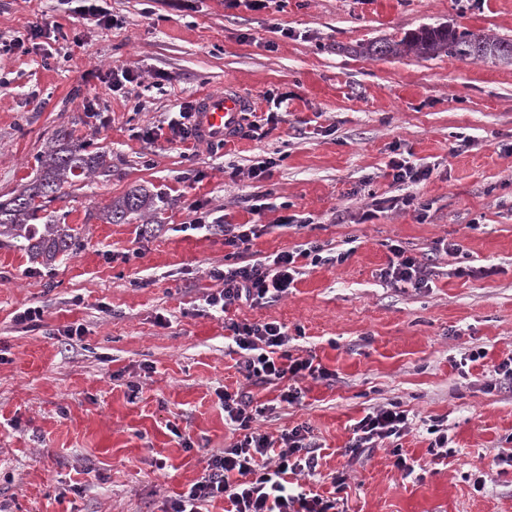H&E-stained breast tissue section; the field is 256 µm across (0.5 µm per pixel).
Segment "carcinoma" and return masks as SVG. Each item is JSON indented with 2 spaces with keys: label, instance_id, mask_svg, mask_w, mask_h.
Listing matches in <instances>:
<instances>
[{
  "label": "carcinoma",
  "instance_id": "1",
  "mask_svg": "<svg viewBox=\"0 0 512 512\" xmlns=\"http://www.w3.org/2000/svg\"><path fill=\"white\" fill-rule=\"evenodd\" d=\"M407 52L424 58L446 53L459 59L511 63L512 40L436 26L423 27L398 41H374L364 48L365 54L380 58ZM40 164L37 179L0 202V238L22 243L33 261L50 266L58 257L76 250L79 240L74 228L56 219L33 223L42 204L56 199L70 178L96 172L104 175L109 172V165L106 155L86 152L83 146L73 142L71 132L66 129L56 132ZM153 204V196L147 190L136 188L111 201L103 209L102 219L108 224H120L133 214L149 210Z\"/></svg>",
  "mask_w": 512,
  "mask_h": 512
}]
</instances>
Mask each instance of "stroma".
I'll return each instance as SVG.
<instances>
[{
    "label": "stroma",
    "mask_w": 512,
    "mask_h": 512,
    "mask_svg": "<svg viewBox=\"0 0 512 512\" xmlns=\"http://www.w3.org/2000/svg\"><path fill=\"white\" fill-rule=\"evenodd\" d=\"M97 4L113 26L86 22L70 0H0V44L24 41L0 51V200L36 176L63 128L111 166L45 207L76 229L75 253L44 267L0 244V512H163L237 440L224 393L276 396L245 381L223 320L203 310L225 250L223 235L180 232L198 204L219 224L263 225L246 253L254 261L313 240L349 254L340 265L303 260L280 301L228 312L284 324L289 350L333 374L259 422L274 437L310 428L320 468L300 484L325 495L331 474L344 475L345 512H512V385L491 374L512 357V65L356 51L438 25L512 40V0ZM43 17L54 36L31 38ZM122 66L138 80L116 92L109 73ZM227 87L257 112L279 111L278 123L186 152L140 138ZM274 93L289 102L274 106ZM396 148L432 170L412 189L425 222L377 206L402 194L387 175ZM268 158L269 176L253 177ZM138 186L158 196L156 210L104 223V207ZM250 198L268 210L251 213ZM286 211L309 226H278ZM442 239L460 253H434ZM397 243L432 255L431 287L380 279ZM135 248L140 257L124 260ZM30 306L42 322L15 324ZM73 324L83 335L65 336ZM478 348L484 359L470 361ZM391 403L409 414L405 435L345 456L353 424ZM432 418L453 448L441 465L428 452ZM396 445L411 476L394 465Z\"/></svg>",
    "instance_id": "1"
}]
</instances>
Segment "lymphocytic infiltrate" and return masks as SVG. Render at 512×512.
Here are the masks:
<instances>
[{
  "mask_svg": "<svg viewBox=\"0 0 512 512\" xmlns=\"http://www.w3.org/2000/svg\"><path fill=\"white\" fill-rule=\"evenodd\" d=\"M189 228L223 233L228 262L209 272L220 287L205 298L208 312L223 319L245 380L255 385L277 384L281 391L265 402L242 390L225 393L224 415L238 431L237 441L212 453L200 478L171 499L165 512H200L202 503L216 498L225 500L224 512H340L338 498L306 491L289 480L293 474L314 473L319 465V446L308 428L296 426L275 439L256 426L260 417L282 405L300 403L303 381L329 379L330 371L316 363L314 356L288 351L285 325L275 321L240 323L227 316L229 306L263 305L287 294L300 274L299 259L321 263L322 245L311 242L303 249L281 251L267 263H246L242 257L262 232V225H216L199 216ZM389 252L381 279L403 288L429 287L433 276L429 264L398 244L391 245ZM409 425L407 411L396 407L374 410L354 423L347 451L355 455L400 438Z\"/></svg>",
  "mask_w": 512,
  "mask_h": 512,
  "instance_id": "1",
  "label": "lymphocytic infiltrate"
}]
</instances>
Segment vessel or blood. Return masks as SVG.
Returning <instances> with one entry per match:
<instances>
[{
  "label": "vessel or blood",
  "instance_id": "vessel-or-blood-1",
  "mask_svg": "<svg viewBox=\"0 0 512 512\" xmlns=\"http://www.w3.org/2000/svg\"><path fill=\"white\" fill-rule=\"evenodd\" d=\"M254 109L252 99L238 91L204 93L192 109V122L199 141L211 144L236 138L244 113Z\"/></svg>",
  "mask_w": 512,
  "mask_h": 512
}]
</instances>
